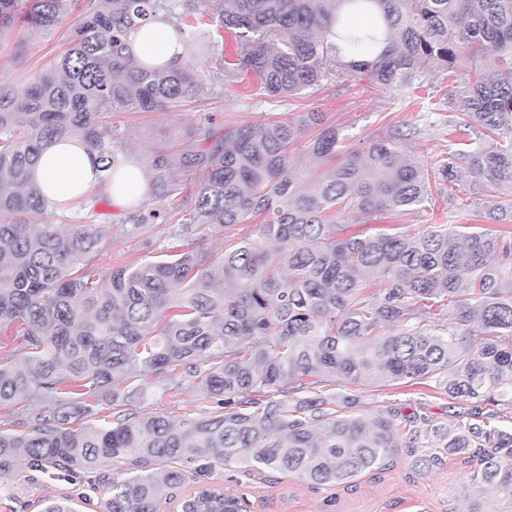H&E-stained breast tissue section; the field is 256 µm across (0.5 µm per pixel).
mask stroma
Returning <instances> with one entry per match:
<instances>
[{
  "instance_id": "1",
  "label": "stroma",
  "mask_w": 512,
  "mask_h": 512,
  "mask_svg": "<svg viewBox=\"0 0 512 512\" xmlns=\"http://www.w3.org/2000/svg\"><path fill=\"white\" fill-rule=\"evenodd\" d=\"M68 25L46 33L27 35L19 41L15 52L0 54V85L22 88L26 76L47 66L66 48ZM211 93L206 100L170 112H118L113 120L120 141L119 158L147 166L150 155L157 150H172L186 138L203 140L211 134L223 133L226 126L261 119L263 113H277L279 119L297 120L311 111L325 113L328 122L338 125L352 150H363L376 129L385 124L412 126L413 136L405 143L406 151L418 158H426L448 146V129L459 110L452 98L453 82L444 70H436L419 89L425 105L410 103L409 92H401L394 102H387L369 88L340 77L325 83L315 93L302 99H250L246 87L255 78L238 73L229 78L219 61L208 65ZM148 182H155V171L146 173ZM155 193H148L140 206L123 208L115 202L99 205L98 223L108 225L116 236L114 251L123 260L143 262L155 259L160 250L174 242L181 232L175 221L150 219L141 236L122 235L123 225L136 223L138 213L148 214L158 208ZM469 212L483 211L481 201L467 198L457 205H448L446 199L436 198L419 213L399 217L383 214L366 224L346 221L345 232L350 236L372 237L388 232L394 224H403L406 230L417 233L430 224H446L454 207ZM178 374L163 373L154 376L149 395L134 400L132 408L147 415H162L177 421L183 418V397L176 384ZM425 401L435 414H442L447 398L431 388L400 385L383 391L368 392L363 397V413L387 401ZM120 467H103L101 474L70 477L63 474L29 473L27 478L11 482L7 498H0V512H42L46 501L65 496L75 497L78 512H102L100 505L105 490L100 476H119ZM208 485L224 493L246 497L249 512H466L469 498L480 492L470 478L468 467L459 461L431 472L413 470L408 461L399 459L389 469L363 472L352 482L334 487L312 485L284 471L246 476L242 472L217 468Z\"/></svg>"
}]
</instances>
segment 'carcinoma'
Listing matches in <instances>:
<instances>
[{"instance_id":"carcinoma-1","label":"carcinoma","mask_w":512,"mask_h":512,"mask_svg":"<svg viewBox=\"0 0 512 512\" xmlns=\"http://www.w3.org/2000/svg\"><path fill=\"white\" fill-rule=\"evenodd\" d=\"M345 0H0V51L14 30L73 19L68 48L31 74L20 93L0 87V409L25 397L52 400L27 434L0 430V480L25 473H96L106 461L105 512H159L166 491L218 464L248 475L286 471L315 485L344 484L399 457L417 471L452 457L474 465L483 496L467 512L512 509V429L483 406L512 407V0H351L376 5L390 44L342 73L375 92L421 87L435 66L480 61L456 86L460 112L448 148L423 160L406 153L398 126L381 127L365 154L336 162L340 129L324 113L295 122L269 112L224 128L198 145L152 154L158 197L194 176L185 224L165 258L95 262L108 227L94 223L105 198L90 193L84 216L40 224L50 207L28 180L53 140L78 137L103 172L119 165L109 118L158 112L210 91L209 54L172 69L137 67L130 36L160 11L184 38L220 28L238 40L234 65L258 76L257 95L298 97L332 76L330 40ZM358 49L371 32L348 31ZM483 129L484 144L463 138ZM321 161L298 183L290 147L305 129ZM465 191L482 199L501 230L434 226L370 238L342 235L339 215L358 223L380 213L413 214L434 196ZM224 252L191 237L200 226ZM178 372L213 410L174 424L128 410L129 384ZM434 386L472 403L441 420L419 403L386 402L366 418L356 395L336 386ZM112 394V421L98 424L86 398ZM247 512L245 499L202 487L180 504L194 512Z\"/></svg>"}]
</instances>
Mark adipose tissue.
I'll use <instances>...</instances> for the list:
<instances>
[{
  "label": "adipose tissue",
  "instance_id": "1",
  "mask_svg": "<svg viewBox=\"0 0 512 512\" xmlns=\"http://www.w3.org/2000/svg\"><path fill=\"white\" fill-rule=\"evenodd\" d=\"M337 28L375 30L378 39L368 50L354 52L342 37H335L336 54L350 61L375 59L387 46V24L377 6L344 4L336 14ZM129 52L141 66L173 68L183 64L185 48L182 37L165 15L144 24L131 38ZM44 197L61 208L76 209L98 185L97 165L85 145L73 138H63L49 145L41 154L32 173ZM143 169L133 162L121 164L108 191L117 204L127 206L142 200L147 191Z\"/></svg>",
  "mask_w": 512,
  "mask_h": 512
}]
</instances>
